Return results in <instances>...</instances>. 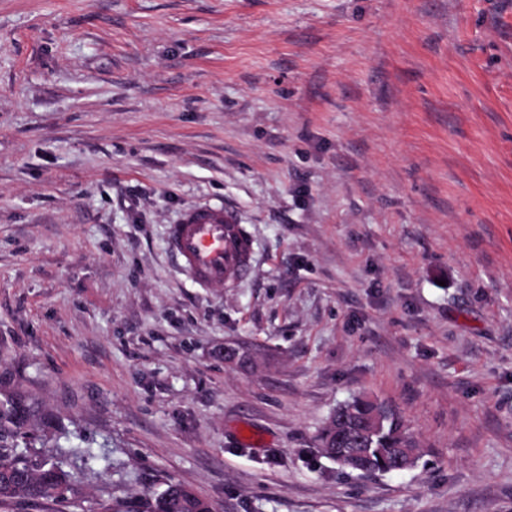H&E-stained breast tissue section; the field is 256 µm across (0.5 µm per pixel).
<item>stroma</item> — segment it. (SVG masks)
<instances>
[{
  "mask_svg": "<svg viewBox=\"0 0 512 512\" xmlns=\"http://www.w3.org/2000/svg\"><path fill=\"white\" fill-rule=\"evenodd\" d=\"M199 203L253 237L234 287L166 251ZM1 389L98 458L0 512L166 478L219 512H512V0H0ZM356 396L417 467L319 452Z\"/></svg>",
  "mask_w": 512,
  "mask_h": 512,
  "instance_id": "35a3bbf8",
  "label": "stroma"
}]
</instances>
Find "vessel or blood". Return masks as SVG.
<instances>
[{"mask_svg": "<svg viewBox=\"0 0 512 512\" xmlns=\"http://www.w3.org/2000/svg\"><path fill=\"white\" fill-rule=\"evenodd\" d=\"M165 247L185 279L197 288L235 286L252 268L253 239L230 208L199 204L169 225Z\"/></svg>", "mask_w": 512, "mask_h": 512, "instance_id": "1", "label": "vessel or blood"}]
</instances>
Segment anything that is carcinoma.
Listing matches in <instances>:
<instances>
[{"label":"carcinoma","mask_w":512,"mask_h":512,"mask_svg":"<svg viewBox=\"0 0 512 512\" xmlns=\"http://www.w3.org/2000/svg\"><path fill=\"white\" fill-rule=\"evenodd\" d=\"M378 402L355 397L339 404L328 416L317 436L320 452L335 460L343 469L365 473L393 472L391 457L400 451L414 468L420 449L412 440L408 428L396 413L386 417L382 426L360 440L363 426L379 412ZM31 417L30 406L17 395L6 394L0 401V438L27 437ZM93 453L86 448H31L0 445V504L17 501L41 502L58 500L74 490L83 475L80 469L66 470L64 458L89 460ZM149 512H215L213 503L186 485L167 479L164 489L150 496Z\"/></svg>","instance_id":"cac0c4a2"}]
</instances>
